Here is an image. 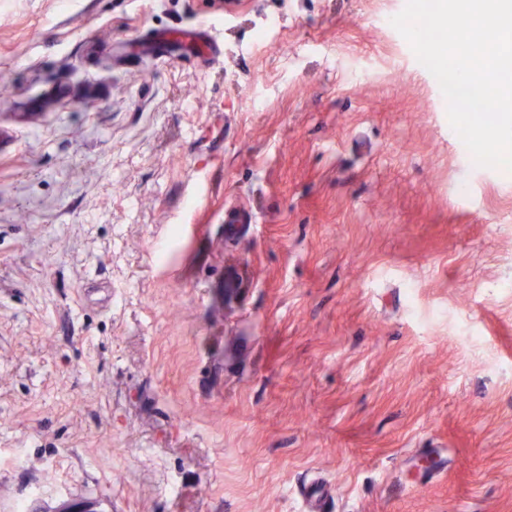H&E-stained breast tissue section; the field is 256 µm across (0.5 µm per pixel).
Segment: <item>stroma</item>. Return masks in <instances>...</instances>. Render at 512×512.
<instances>
[{"instance_id": "35a3bbf8", "label": "stroma", "mask_w": 512, "mask_h": 512, "mask_svg": "<svg viewBox=\"0 0 512 512\" xmlns=\"http://www.w3.org/2000/svg\"><path fill=\"white\" fill-rule=\"evenodd\" d=\"M405 4L0 0V512H512V174ZM149 36L157 50L177 42L209 62H217L222 56V43L217 35V28L206 20L184 29L178 37H172L166 32H155Z\"/></svg>"}]
</instances>
